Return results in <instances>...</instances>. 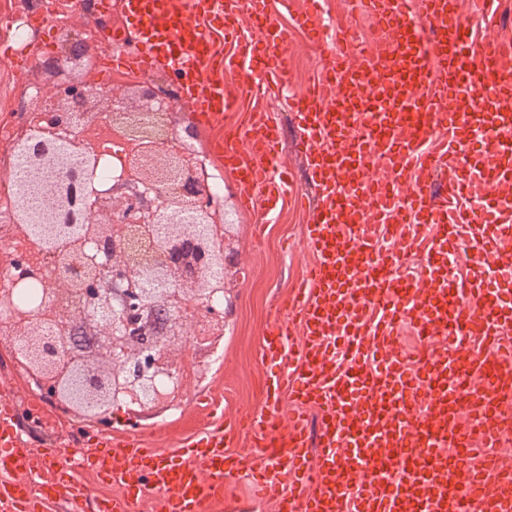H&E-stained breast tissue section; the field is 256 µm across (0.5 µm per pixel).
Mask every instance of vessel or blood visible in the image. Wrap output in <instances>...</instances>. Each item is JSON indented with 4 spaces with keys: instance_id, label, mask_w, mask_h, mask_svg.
<instances>
[{
    "instance_id": "b4317fda",
    "label": "vessel or blood",
    "mask_w": 512,
    "mask_h": 512,
    "mask_svg": "<svg viewBox=\"0 0 512 512\" xmlns=\"http://www.w3.org/2000/svg\"><path fill=\"white\" fill-rule=\"evenodd\" d=\"M325 0H123L111 41L133 43V64L173 73L198 122L220 129L212 150L232 174L242 209L267 218L303 192L284 177L271 96L286 98L314 193L305 247L314 261L264 336L274 370L251 434L261 465L230 449L216 423L176 451L140 433L94 434L76 461L57 463L58 440L25 447L10 388L0 389V512H209L224 480L252 472L279 512H512V467L498 448L512 417V49L475 39L451 0H360L388 38L356 42L347 13ZM264 35L244 39L243 23ZM300 30L323 75L290 94L288 45ZM238 43L218 54L210 31ZM252 101L246 126L224 74ZM472 274L457 281L459 244ZM421 258L417 279L399 269ZM439 350L408 370L398 330ZM484 347L471 351L464 337ZM300 410L286 415L284 399ZM317 408L310 436L303 407ZM89 471L122 490L89 499Z\"/></svg>"
}]
</instances>
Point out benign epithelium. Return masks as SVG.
<instances>
[{
  "label": "benign epithelium",
  "instance_id": "obj_1",
  "mask_svg": "<svg viewBox=\"0 0 512 512\" xmlns=\"http://www.w3.org/2000/svg\"><path fill=\"white\" fill-rule=\"evenodd\" d=\"M84 47L73 38L67 56L45 59L41 71L55 76ZM166 106L148 81L106 92L86 80L40 96L37 134L16 144L27 162L12 217L23 255L10 263L11 286L0 289V302L35 280L41 299L9 309L0 335L37 388L94 424L109 419L114 407L140 416L173 404L188 351L224 331V309L206 301L218 265L234 255L213 247V204L195 153L136 122ZM103 121L131 139L134 152L124 177L90 200L95 222L67 225L68 244L55 253L56 272L47 274L33 255L35 242L56 232L69 206V173L98 165L96 130ZM54 181L59 191L29 212L28 186ZM76 325L92 328L90 347L77 342Z\"/></svg>",
  "mask_w": 512,
  "mask_h": 512
}]
</instances>
